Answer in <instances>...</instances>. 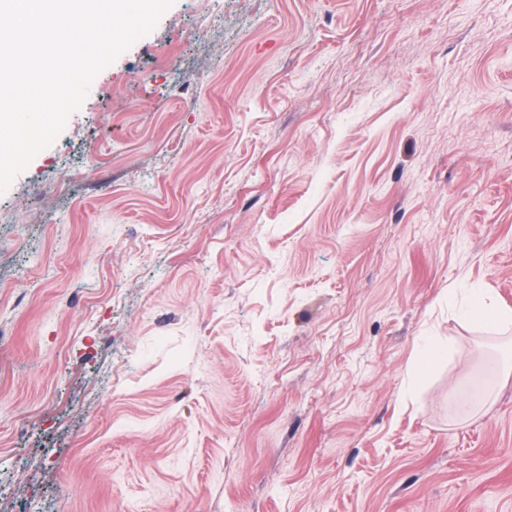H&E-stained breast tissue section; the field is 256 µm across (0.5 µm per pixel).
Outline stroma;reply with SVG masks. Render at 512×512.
I'll return each mask as SVG.
<instances>
[{"label":"stroma","mask_w":512,"mask_h":512,"mask_svg":"<svg viewBox=\"0 0 512 512\" xmlns=\"http://www.w3.org/2000/svg\"><path fill=\"white\" fill-rule=\"evenodd\" d=\"M464 288L512 308V0H175L0 194V512H512Z\"/></svg>","instance_id":"1"}]
</instances>
